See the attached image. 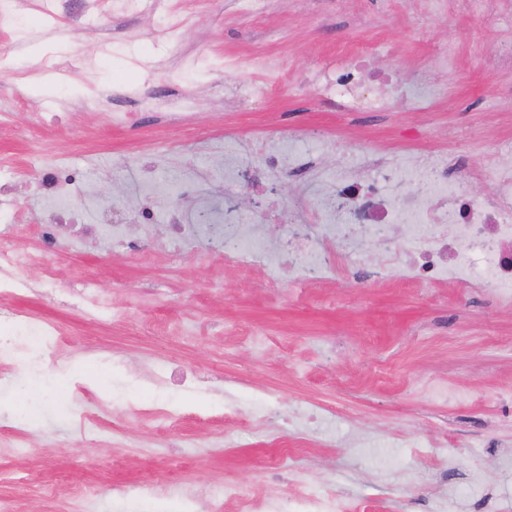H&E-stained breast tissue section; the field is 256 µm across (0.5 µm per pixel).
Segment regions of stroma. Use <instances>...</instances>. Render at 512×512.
I'll return each mask as SVG.
<instances>
[{
	"mask_svg": "<svg viewBox=\"0 0 512 512\" xmlns=\"http://www.w3.org/2000/svg\"><path fill=\"white\" fill-rule=\"evenodd\" d=\"M85 2L24 33L21 23L46 17V0H12L0 97L19 106L0 160L53 154L130 214L142 207L134 172L145 156L156 179L195 182L179 204L185 223L228 199L261 212L249 183L225 187L211 151L243 146L240 160L258 169L255 141L284 135L330 174L353 171L365 151L463 157L448 175L479 202L495 192L496 167L512 163V0H167L164 12L131 15L103 0L87 24ZM168 21L180 24L178 41L157 37ZM361 50L376 70L434 90V110L401 98L366 106L359 87L337 100L336 69ZM158 94L183 128L149 110ZM23 202L27 223L0 222V244L33 253L42 203L32 193ZM423 246L401 233L341 244L338 276L311 283L270 280L202 238L180 251L154 235L135 252L63 243L28 267L37 290L14 302L62 341L0 373V496L17 512H81L73 489L88 485L97 512H182L204 488L286 500L304 483L361 512H433L476 477L488 500L450 497L447 512H495L512 493V304L490 290L374 277L391 251ZM79 273L98 303L73 296ZM255 331L262 346L249 341ZM47 364L83 402L28 424L21 456L10 446L20 392ZM171 375L189 387L171 390L162 422L157 381ZM86 419L96 435L84 434ZM282 446L295 452L292 470L275 463Z\"/></svg>",
	"mask_w": 512,
	"mask_h": 512,
	"instance_id": "1",
	"label": "stroma"
}]
</instances>
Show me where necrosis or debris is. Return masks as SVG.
<instances>
[{
    "label": "necrosis or debris",
    "mask_w": 512,
    "mask_h": 512,
    "mask_svg": "<svg viewBox=\"0 0 512 512\" xmlns=\"http://www.w3.org/2000/svg\"><path fill=\"white\" fill-rule=\"evenodd\" d=\"M361 79L380 82L390 97L406 92L399 75L379 76L362 58L354 59L337 74L334 90L344 94L349 84ZM265 161L259 170L240 167L238 176L267 194L272 191L273 173L302 164L299 153L280 148L267 150ZM361 164L375 171V178L350 183L326 179L321 171H314V178L322 182V198L313 205L290 208L291 221L280 242L279 256H271L256 240L251 230L253 217L235 211L225 213L223 226L210 238L211 246L243 265L261 261L277 276L325 281L337 272L335 254L327 244L330 234H369L382 240L399 226L412 237L426 233L430 239L419 251L395 254L379 272V279L456 281L476 290L492 289L499 299L512 301V167L499 166L495 194L476 203L470 198L467 182L449 179L447 158L435 159L422 174L369 151L363 153ZM37 171V190L44 206L41 250L27 256L0 250V298L17 299L32 292L34 286L24 279V270L55 252L63 234L76 226H83L91 237L108 232L125 246L134 241L119 216L106 209L99 210L96 223L82 224L71 204L81 186L77 171L49 158L41 160ZM403 182L408 185L407 192L397 193V185ZM2 320L12 323V339L0 351V359L6 361L28 354L33 347L57 344L60 339L55 326L31 323L29 316L13 307H0ZM228 502L236 503L237 512H352L332 494L308 490L284 502L251 495L230 484L224 487L223 499L212 503L210 512H223Z\"/></svg>",
    "instance_id": "4bbe7bcc"
}]
</instances>
